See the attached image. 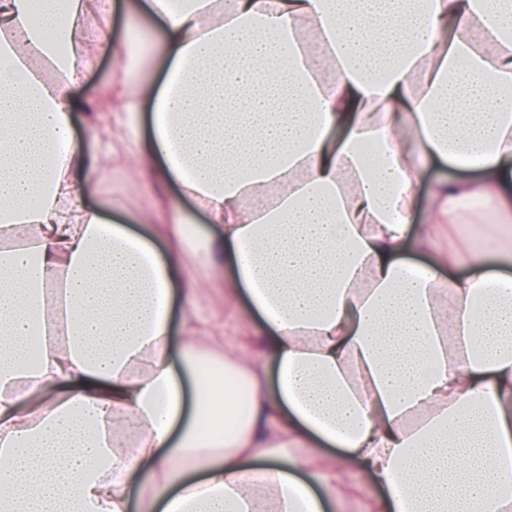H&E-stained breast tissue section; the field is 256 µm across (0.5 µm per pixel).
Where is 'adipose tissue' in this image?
<instances>
[{
  "instance_id": "1",
  "label": "adipose tissue",
  "mask_w": 512,
  "mask_h": 512,
  "mask_svg": "<svg viewBox=\"0 0 512 512\" xmlns=\"http://www.w3.org/2000/svg\"><path fill=\"white\" fill-rule=\"evenodd\" d=\"M144 10L166 72L124 106L150 105L133 159L216 228L174 211V254L73 179L110 161L76 142L72 89L127 58L112 0H0V512H327L351 458L393 512H512V277L486 270L512 265V0ZM431 163L476 177L435 181L417 224ZM218 257L225 304L246 294L266 325L254 349L247 316L172 324L175 285L201 301L186 264ZM213 333L246 398L214 399Z\"/></svg>"
}]
</instances>
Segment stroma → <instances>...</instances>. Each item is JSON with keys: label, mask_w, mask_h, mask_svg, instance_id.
<instances>
[{"label": "stroma", "mask_w": 512, "mask_h": 512, "mask_svg": "<svg viewBox=\"0 0 512 512\" xmlns=\"http://www.w3.org/2000/svg\"><path fill=\"white\" fill-rule=\"evenodd\" d=\"M126 2L114 0L113 34L137 48L132 68L116 63L111 55H101L95 66L73 88L74 95L89 105L88 110L74 116L76 140L85 152L108 150L112 153L111 164L97 173L98 189L87 190L84 201L87 205L96 206L102 200V192L112 193L123 200V214L127 217L141 212L161 215L178 209L192 216L200 232H207L209 226L204 216L196 211L192 203L181 197L176 186L163 189L151 186L130 160L136 141L147 134L148 104H141L135 123L123 128L110 124L111 114L123 109L133 71H148L159 78L165 73L164 61L150 52L144 36L146 29L154 28V20L141 13L134 23H127ZM338 494L343 502L342 512H377L376 503L385 499L383 488L367 479L362 473L361 464L354 460L347 463Z\"/></svg>", "instance_id": "35a3bbf8"}]
</instances>
